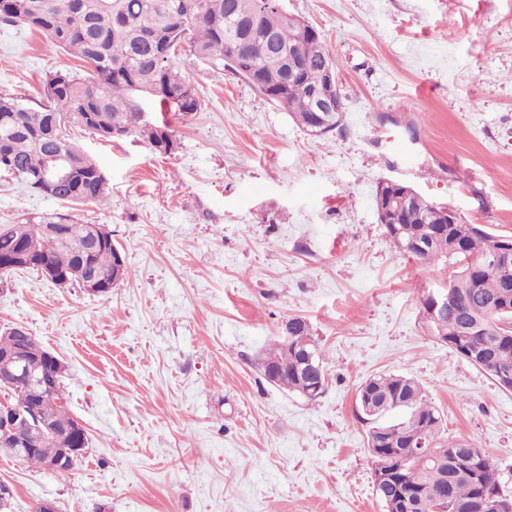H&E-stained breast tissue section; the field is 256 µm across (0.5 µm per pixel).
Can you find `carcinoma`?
Listing matches in <instances>:
<instances>
[{
	"mask_svg": "<svg viewBox=\"0 0 512 512\" xmlns=\"http://www.w3.org/2000/svg\"><path fill=\"white\" fill-rule=\"evenodd\" d=\"M0 25H24L84 63L80 73L48 74L47 103L37 108L0 96V167L34 188L55 173L46 162L48 153L63 150L71 176L61 201L72 204L103 205L108 197L102 169L74 141L73 130L104 141L138 136L152 150L166 154L168 145L176 143L174 131L164 120L147 122L137 96L149 98L156 112L199 110L197 89L182 75L173 51L180 49L197 61L229 70L289 112L307 133L316 123L308 93L323 86L327 72L335 70L320 34L284 13L279 0H0ZM269 33L278 37L280 47L301 54L298 73L286 75L280 58L269 54ZM162 44L172 55L159 61L155 49ZM393 221L385 230L397 250L407 253L411 243H419L422 248L415 257L420 262L458 266V277L452 280L457 308L430 324L433 335L499 387L512 390V384L502 379L504 374L512 376V260L488 268L503 236L458 217L444 222L433 203L417 191ZM41 223L54 225V232L38 235L39 251L31 269L38 264L53 266L78 286L76 272L87 258L105 283L106 295L116 287L114 275L120 283L129 278L127 266L117 267L116 247L101 246L87 254L92 225L65 214L45 217ZM35 228L13 224L10 233H0V261L12 258L19 242ZM288 324L298 329L267 350L262 369L275 367L278 375L267 378L269 383L313 401L326 389L321 349L305 318L292 315ZM17 348L29 352V370L45 376L54 373L44 357L46 350L33 336L0 334V393L12 407L34 400L28 389L12 383L14 364L1 360ZM61 387L56 381L52 399L57 404L45 410L58 423L70 419ZM355 410L369 425L371 457L390 471L384 483L374 477L381 501L410 490L425 502L446 500L447 512H490L485 507L487 494L512 504V494L504 489L491 456L472 441L442 437L441 413L416 380L393 373L369 377L357 387ZM421 442L444 456L442 465L413 456ZM34 445L35 451L22 461L41 469L61 450L59 438L51 433L39 436Z\"/></svg>",
	"mask_w": 512,
	"mask_h": 512,
	"instance_id": "1",
	"label": "carcinoma"
}]
</instances>
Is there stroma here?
Returning a JSON list of instances; mask_svg holds the SVG:
<instances>
[{
    "mask_svg": "<svg viewBox=\"0 0 512 512\" xmlns=\"http://www.w3.org/2000/svg\"><path fill=\"white\" fill-rule=\"evenodd\" d=\"M280 4L332 58L336 130L310 137L184 56L201 106L171 118L172 153L75 132L106 175L105 205L70 208L0 174V224L107 225L131 271L106 296L32 270L0 293V332L26 327L61 360L88 434L65 473L0 454L12 512H384L355 391L392 372L420 382L446 436L475 440L512 489V390L430 333L422 300L450 270L397 251L374 206L379 181H401L512 235V0ZM79 68L38 32L0 27V95L37 106L47 73ZM292 314L325 357L313 401L260 367Z\"/></svg>",
    "mask_w": 512,
    "mask_h": 512,
    "instance_id": "stroma-1",
    "label": "stroma"
}]
</instances>
